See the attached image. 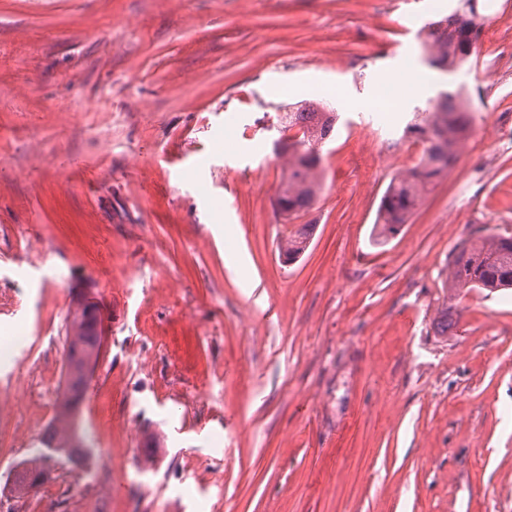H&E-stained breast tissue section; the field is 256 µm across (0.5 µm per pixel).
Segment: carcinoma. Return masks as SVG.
Instances as JSON below:
<instances>
[{"instance_id": "1", "label": "carcinoma", "mask_w": 512, "mask_h": 512, "mask_svg": "<svg viewBox=\"0 0 512 512\" xmlns=\"http://www.w3.org/2000/svg\"><path fill=\"white\" fill-rule=\"evenodd\" d=\"M465 0V9L445 21L428 25L425 40L426 63L442 70L467 62L479 38L480 14ZM425 121H415L407 130L424 143L419 163L405 174L392 178L378 207L373 236L382 243L397 236L403 224L421 202L429 186L448 173L467 138V112L446 93L440 102L425 109ZM337 114L325 112L312 104H300L284 113L281 132H290L281 145L288 154L287 171L278 190L277 212L294 218L307 211L321 191L322 144L331 135ZM314 225L303 224L280 240L279 252L294 261L307 249ZM449 287L458 291L474 288L489 291L512 289V238L481 237L463 242L456 250L450 268ZM73 335L68 337L66 361L67 383L58 402L56 416L38 440L37 448L26 459L25 485L18 493L33 486L31 475L38 470L78 465L89 456L77 417L85 388L84 356L99 348L95 309L84 304L72 322Z\"/></svg>"}]
</instances>
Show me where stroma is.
Listing matches in <instances>:
<instances>
[{"label":"stroma","mask_w":512,"mask_h":512,"mask_svg":"<svg viewBox=\"0 0 512 512\" xmlns=\"http://www.w3.org/2000/svg\"><path fill=\"white\" fill-rule=\"evenodd\" d=\"M459 5L0 0V476L87 302L91 455L55 472L57 512H512V289L448 288L465 239L512 237V140L478 134L512 129V0H479L468 63L431 68L426 27ZM456 91V163L376 243L415 109ZM302 100L338 119L288 263L274 142ZM314 225L302 224L295 231H288L280 240L279 252L288 262L296 260L307 249Z\"/></svg>","instance_id":"obj_1"}]
</instances>
